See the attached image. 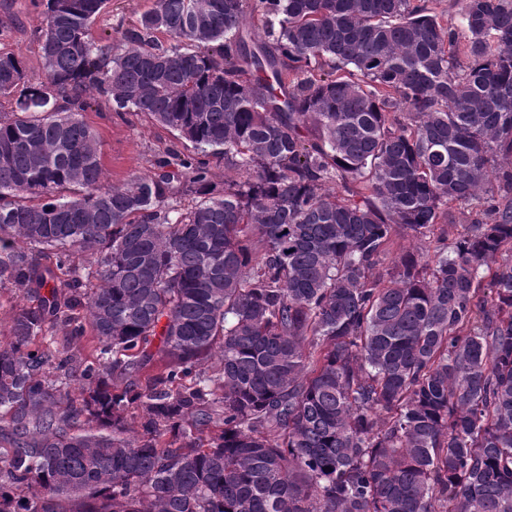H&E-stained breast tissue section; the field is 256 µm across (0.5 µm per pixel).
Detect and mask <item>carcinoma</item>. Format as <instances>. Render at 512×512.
<instances>
[{
	"label": "carcinoma",
	"mask_w": 512,
	"mask_h": 512,
	"mask_svg": "<svg viewBox=\"0 0 512 512\" xmlns=\"http://www.w3.org/2000/svg\"><path fill=\"white\" fill-rule=\"evenodd\" d=\"M454 2L152 0L114 53L45 0L46 80L0 53V288L44 292L0 512H512V0ZM96 96L183 149L110 183Z\"/></svg>",
	"instance_id": "1"
}]
</instances>
